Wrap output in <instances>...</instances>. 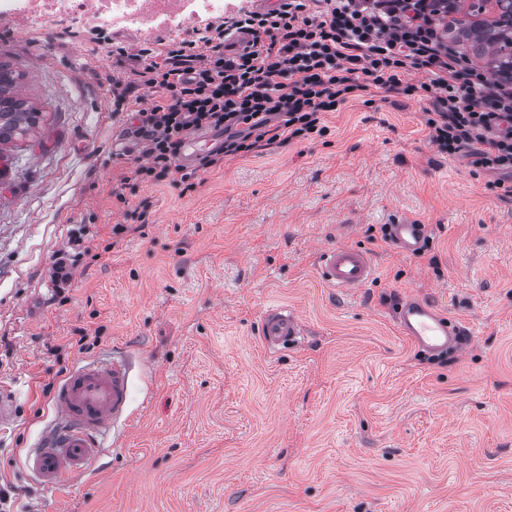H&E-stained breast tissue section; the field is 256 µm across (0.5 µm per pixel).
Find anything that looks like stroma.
Masks as SVG:
<instances>
[{"label": "stroma", "instance_id": "obj_1", "mask_svg": "<svg viewBox=\"0 0 512 512\" xmlns=\"http://www.w3.org/2000/svg\"><path fill=\"white\" fill-rule=\"evenodd\" d=\"M472 4L448 37L489 73L461 30L493 14ZM0 64L41 112L0 145V381L18 405L0 512H512V197L430 144L423 100L349 101L326 135L122 204L112 138L129 118L106 78L126 70L92 21L0 24ZM409 219L428 227L425 256L381 238ZM74 237V276L49 289ZM339 244L372 254L365 288L319 280L318 251ZM408 294L474 343L423 354L392 321ZM280 305L307 333L269 353L258 326ZM112 356L131 364V421L92 479L45 491L24 466L54 419L44 388Z\"/></svg>", "mask_w": 512, "mask_h": 512}]
</instances>
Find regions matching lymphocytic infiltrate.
Segmentation results:
<instances>
[{
	"label": "lymphocytic infiltrate",
	"instance_id": "lymphocytic-infiltrate-1",
	"mask_svg": "<svg viewBox=\"0 0 512 512\" xmlns=\"http://www.w3.org/2000/svg\"><path fill=\"white\" fill-rule=\"evenodd\" d=\"M279 0L206 23L196 41L117 48L126 79H110L113 105H137L142 155L112 195L125 201L139 185L196 191L201 174L225 157H246L280 141L325 135L322 116L370 89L426 98L425 125L439 152L497 173L512 195V86L493 80L448 44L446 0ZM252 35L229 56L226 41ZM223 128L224 144L195 167L177 162L189 132Z\"/></svg>",
	"mask_w": 512,
	"mask_h": 512
}]
</instances>
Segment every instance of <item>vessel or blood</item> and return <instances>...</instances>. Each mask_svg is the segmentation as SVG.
I'll return each mask as SVG.
<instances>
[{
  "mask_svg": "<svg viewBox=\"0 0 512 512\" xmlns=\"http://www.w3.org/2000/svg\"><path fill=\"white\" fill-rule=\"evenodd\" d=\"M223 142L220 130L190 133L179 161L192 164ZM390 231L398 250L413 254L422 245L426 227L412 220L392 225ZM318 273L327 287L353 291L373 281L375 265L365 249L339 245L321 252ZM393 320L402 336L435 357L459 353L473 339L466 326L442 315L419 296L402 298ZM304 334L303 323L287 308H272L263 317L261 341L266 349L298 342ZM130 386V365L122 358L76 366L59 382L54 395V423L37 448L26 455L28 469L42 486L52 491L63 476H80L94 469L110 427L131 418Z\"/></svg>",
  "mask_w": 512,
  "mask_h": 512,
  "instance_id": "1",
  "label": "vessel or blood"
}]
</instances>
